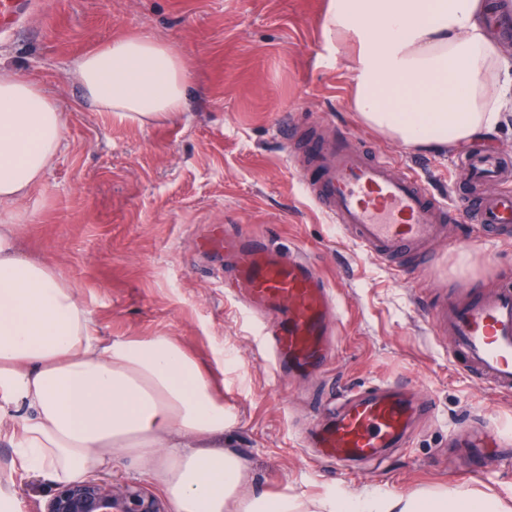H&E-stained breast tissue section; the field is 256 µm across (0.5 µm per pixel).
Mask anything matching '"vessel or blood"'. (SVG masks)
I'll list each match as a JSON object with an SVG mask.
<instances>
[{
	"label": "vessel or blood",
	"mask_w": 512,
	"mask_h": 512,
	"mask_svg": "<svg viewBox=\"0 0 512 512\" xmlns=\"http://www.w3.org/2000/svg\"><path fill=\"white\" fill-rule=\"evenodd\" d=\"M35 0H0V31L14 28L35 8ZM293 160L309 199L333 223L349 228L367 254L396 266L421 262L435 242L445 240L457 223L427 185L391 162L370 156L343 135H323L314 127L295 130ZM477 184L503 179L511 168L493 151L463 155ZM461 209L477 224L502 235L512 231V192L472 198L462 194ZM206 247L220 248L233 268L234 295L253 313L270 317L271 350L277 367L297 376L320 369L329 357L334 291L313 262L285 252L281 243L235 236L213 237ZM433 333L447 337L453 363L494 390L512 393V279L492 293H456L428 308ZM433 401L417 399L409 383L373 382L345 392L328 419L304 438L321 459L339 466L385 462L392 449L408 447L414 425L431 417ZM466 447L479 449L483 467L512 461V433L487 434L474 425Z\"/></svg>",
	"instance_id": "1"
}]
</instances>
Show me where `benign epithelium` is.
Listing matches in <instances>:
<instances>
[{
  "label": "benign epithelium",
  "mask_w": 512,
  "mask_h": 512,
  "mask_svg": "<svg viewBox=\"0 0 512 512\" xmlns=\"http://www.w3.org/2000/svg\"><path fill=\"white\" fill-rule=\"evenodd\" d=\"M43 512H163V509L139 485L114 486L90 478L52 488Z\"/></svg>",
  "instance_id": "benign-epithelium-1"
}]
</instances>
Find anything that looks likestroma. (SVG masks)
Here are the masks:
<instances>
[{"instance_id":"obj_1","label":"stroma","mask_w":512,"mask_h":512,"mask_svg":"<svg viewBox=\"0 0 512 512\" xmlns=\"http://www.w3.org/2000/svg\"><path fill=\"white\" fill-rule=\"evenodd\" d=\"M331 0H39L19 27L0 35V62L37 82L66 114L63 146L21 205L28 251L58 265L78 286L101 336L165 335L207 363L224 364V404L237 417L224 445L253 475V491L316 500L335 491L407 495L457 489L512 495V467L471 477L449 442L476 415L512 430V396L457 369L424 308L445 292L492 290L512 278V235L454 248L479 235L452 224L449 245L398 282L344 227L308 199L279 123L360 139L412 171L448 205L469 179L459 149L420 152L365 124L351 106L355 43L330 32ZM148 35L170 43L188 72L187 107L160 124L120 123L83 103L75 61L113 39ZM265 235L305 251L334 286L338 323L331 357L299 379L276 372L262 318L226 292L224 253L210 234ZM406 378L432 398L410 448L352 478L311 460L302 433L317 397Z\"/></svg>"}]
</instances>
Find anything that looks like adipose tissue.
Masks as SVG:
<instances>
[{
    "mask_svg": "<svg viewBox=\"0 0 512 512\" xmlns=\"http://www.w3.org/2000/svg\"><path fill=\"white\" fill-rule=\"evenodd\" d=\"M489 0H333L327 25L356 42L352 106L415 150L461 147L503 121L512 59L492 40ZM87 102L118 122L184 111L181 55L149 36L83 54L72 71ZM66 118L34 81L0 64V438L11 473L71 483L126 460L171 512H512L479 495L336 492L315 501L252 493L224 448L235 420L207 370L169 336H98L72 280L23 250L19 204L42 183Z\"/></svg>",
    "mask_w": 512,
    "mask_h": 512,
    "instance_id": "obj_1",
    "label": "adipose tissue"
}]
</instances>
